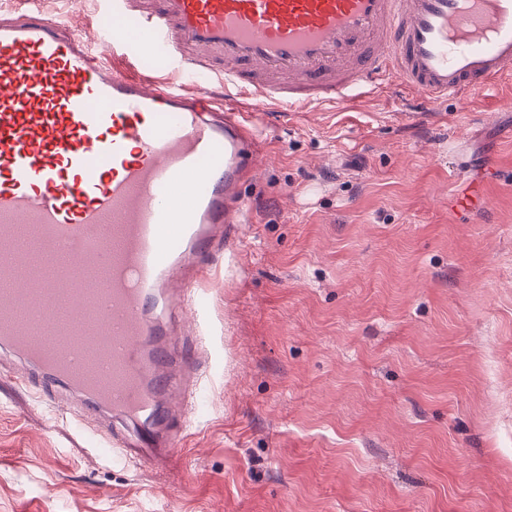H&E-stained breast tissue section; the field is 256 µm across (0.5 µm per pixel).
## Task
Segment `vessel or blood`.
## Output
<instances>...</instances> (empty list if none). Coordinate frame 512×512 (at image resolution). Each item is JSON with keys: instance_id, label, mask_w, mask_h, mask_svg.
Returning a JSON list of instances; mask_svg holds the SVG:
<instances>
[{"instance_id": "b4317fda", "label": "vessel or blood", "mask_w": 512, "mask_h": 512, "mask_svg": "<svg viewBox=\"0 0 512 512\" xmlns=\"http://www.w3.org/2000/svg\"><path fill=\"white\" fill-rule=\"evenodd\" d=\"M111 2L106 28L39 0L0 16V353L77 424L109 416L113 459L155 467L206 402L204 309L183 277L242 221L255 117L385 87L425 110L488 93L512 75V0ZM148 54L175 78L144 72ZM20 302L111 337V390L83 381V345L57 356L15 322Z\"/></svg>"}]
</instances>
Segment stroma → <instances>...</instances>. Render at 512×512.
Returning a JSON list of instances; mask_svg holds the SVG:
<instances>
[{"label": "stroma", "instance_id": "obj_1", "mask_svg": "<svg viewBox=\"0 0 512 512\" xmlns=\"http://www.w3.org/2000/svg\"><path fill=\"white\" fill-rule=\"evenodd\" d=\"M43 7L78 27L112 5ZM509 96L423 116L386 88L258 124L178 459L114 462L0 374V512H512Z\"/></svg>", "mask_w": 512, "mask_h": 512}]
</instances>
